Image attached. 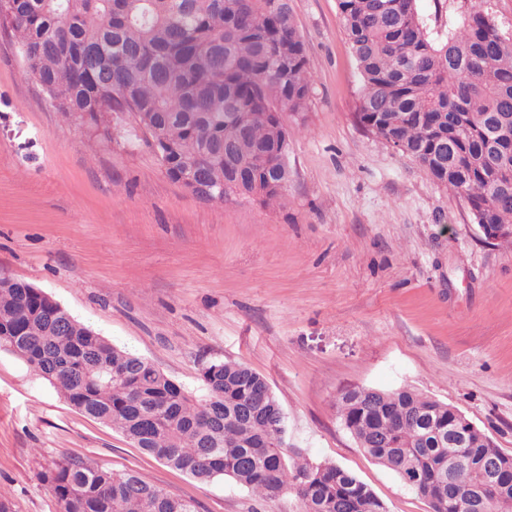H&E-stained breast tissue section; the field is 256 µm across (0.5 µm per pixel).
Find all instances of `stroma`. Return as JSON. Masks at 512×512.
<instances>
[{"mask_svg":"<svg viewBox=\"0 0 512 512\" xmlns=\"http://www.w3.org/2000/svg\"><path fill=\"white\" fill-rule=\"evenodd\" d=\"M313 76L287 112L290 180L275 205L202 202L126 128L63 120L0 30V273L31 283L113 345L202 395V368L261 374L286 440L351 471L387 512H430L342 427L345 385L410 387L512 454V249L466 203L355 119L361 76L337 0H291ZM512 34V0H419L431 31L474 8ZM70 455L133 473L197 512H300L227 479L202 483L75 411L0 349V489L58 512L42 471Z\"/></svg>","mask_w":512,"mask_h":512,"instance_id":"stroma-1","label":"stroma"}]
</instances>
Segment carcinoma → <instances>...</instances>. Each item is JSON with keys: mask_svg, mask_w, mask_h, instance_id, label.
<instances>
[{"mask_svg": "<svg viewBox=\"0 0 512 512\" xmlns=\"http://www.w3.org/2000/svg\"><path fill=\"white\" fill-rule=\"evenodd\" d=\"M361 76L360 122L408 154L470 207L480 224L512 225V37L473 9L433 35L417 0H337ZM27 72L61 116L108 136L128 113L168 178L199 200L248 198L288 178L282 112L305 109L311 74L291 0H0ZM0 348L49 381L80 414L201 482L228 478L264 500L290 491L301 512H387L352 472L286 460V416L266 379L233 361L202 369L195 397L144 358L120 350L44 291L0 274ZM336 412L362 452L431 512L448 485H481L480 462L504 464V490L481 512H512V454L461 417L402 387L345 386ZM59 512H196L132 473L80 456L43 472Z\"/></svg>", "mask_w": 512, "mask_h": 512, "instance_id": "1", "label": "carcinoma"}]
</instances>
